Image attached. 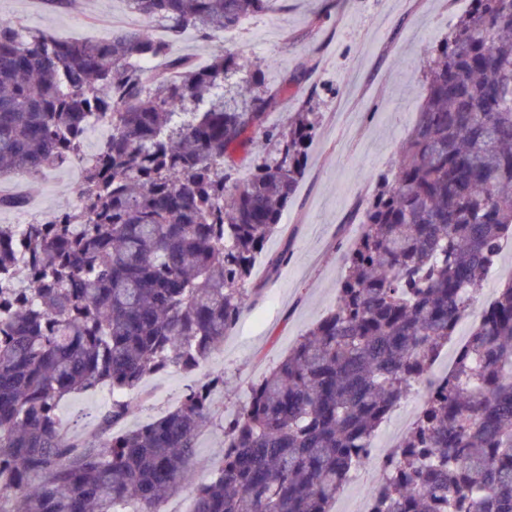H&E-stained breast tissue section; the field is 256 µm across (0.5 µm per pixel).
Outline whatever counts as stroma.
<instances>
[{"instance_id":"stroma-1","label":"stroma","mask_w":512,"mask_h":512,"mask_svg":"<svg viewBox=\"0 0 512 512\" xmlns=\"http://www.w3.org/2000/svg\"><path fill=\"white\" fill-rule=\"evenodd\" d=\"M467 7L466 0H277L273 11L247 22L235 43L220 33L205 40L191 31L183 35L179 51L195 65L237 44L261 62L268 85H279L306 64L321 88L313 102L320 118L303 178L281 231L265 248L269 254L289 248V260L271 276L264 259H257L252 285L264 298L243 313L210 361L224 371L214 397L217 412L228 415L243 405L251 386L335 303L342 255L359 232L352 214L364 194L375 191L377 174L389 169L422 104L423 50L445 37ZM0 15L64 39H91L132 20L122 0H0ZM73 183L72 170H51L24 180L20 190L47 215L76 206ZM193 380L173 371L147 381L149 396L128 426L173 409ZM107 395L98 389L69 398L61 407L64 425L89 434ZM223 443L222 424L201 431L199 464L180 498L207 479Z\"/></svg>"}]
</instances>
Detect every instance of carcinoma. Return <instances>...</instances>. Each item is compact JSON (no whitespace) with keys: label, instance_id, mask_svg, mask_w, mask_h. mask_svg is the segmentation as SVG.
Listing matches in <instances>:
<instances>
[{"label":"carcinoma","instance_id":"carcinoma-1","mask_svg":"<svg viewBox=\"0 0 512 512\" xmlns=\"http://www.w3.org/2000/svg\"><path fill=\"white\" fill-rule=\"evenodd\" d=\"M138 28L60 39L0 17V178L78 163V206L0 224V512H162L193 473L213 402L192 387L147 424L133 393L210 361L244 310L319 113L268 114L243 47L201 67L188 30L238 28L274 0H125ZM432 48L403 154L355 215L336 302L224 428L190 512H330L386 415L430 385L390 453L374 512H512V278L448 379L430 380L512 237V0H469ZM167 38L160 39L153 29ZM165 69L151 77L141 62ZM110 133L85 150L93 120ZM255 152L237 173V155ZM106 387L100 436L73 442L60 407Z\"/></svg>","mask_w":512,"mask_h":512}]
</instances>
